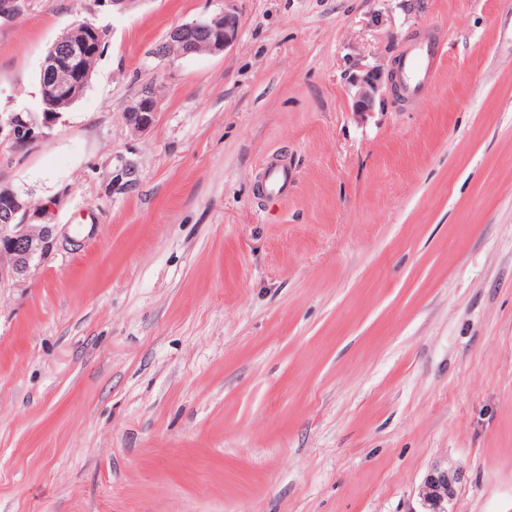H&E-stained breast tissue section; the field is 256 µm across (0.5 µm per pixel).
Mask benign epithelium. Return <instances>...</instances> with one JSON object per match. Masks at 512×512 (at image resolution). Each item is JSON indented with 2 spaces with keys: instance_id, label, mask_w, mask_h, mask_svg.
I'll return each mask as SVG.
<instances>
[{
  "instance_id": "1",
  "label": "benign epithelium",
  "mask_w": 512,
  "mask_h": 512,
  "mask_svg": "<svg viewBox=\"0 0 512 512\" xmlns=\"http://www.w3.org/2000/svg\"><path fill=\"white\" fill-rule=\"evenodd\" d=\"M32 0H0V22L11 23L32 8ZM236 16L223 12L174 27L168 33L167 44L184 45L182 56L219 53L230 46L236 36ZM94 27L90 23L70 41L53 43L44 64L51 67L53 78L45 86L46 97L56 107H65L78 97L87 85L91 69L88 61L102 52L100 42L91 39ZM380 79L367 74L356 80L358 91L354 101L357 112L370 110ZM159 109V89L149 81L126 105L123 117L133 131L150 129ZM58 113H0V143L22 151L48 136ZM138 183V167L134 160L120 157L112 164L107 192L129 193ZM52 207H34L28 193L20 188L0 183V284L20 285L64 245L79 247L80 241L70 235L64 224H51L47 218ZM459 473L451 468H436L425 478L419 489L423 512H448V500L454 495Z\"/></svg>"
}]
</instances>
